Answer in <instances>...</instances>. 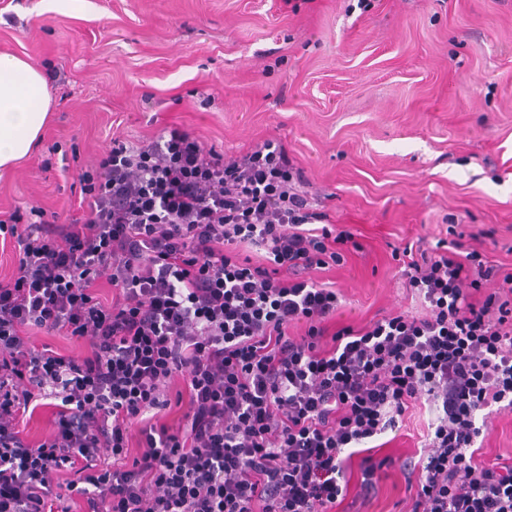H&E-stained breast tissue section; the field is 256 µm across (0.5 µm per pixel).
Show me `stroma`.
<instances>
[{
    "instance_id": "stroma-1",
    "label": "stroma",
    "mask_w": 512,
    "mask_h": 512,
    "mask_svg": "<svg viewBox=\"0 0 512 512\" xmlns=\"http://www.w3.org/2000/svg\"><path fill=\"white\" fill-rule=\"evenodd\" d=\"M0 52L58 76L36 149L0 170V211L64 221L113 138L176 125L228 158L282 141L357 242L312 273L341 295L337 325L419 311L392 252L452 224L512 270V0H0ZM435 418L414 405L352 458L382 479L346 512H404ZM484 428L483 458L512 462V411Z\"/></svg>"
}]
</instances>
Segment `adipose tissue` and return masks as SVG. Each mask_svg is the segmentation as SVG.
<instances>
[{"label":"adipose tissue","instance_id":"adipose-tissue-1","mask_svg":"<svg viewBox=\"0 0 512 512\" xmlns=\"http://www.w3.org/2000/svg\"><path fill=\"white\" fill-rule=\"evenodd\" d=\"M51 98L41 71L0 53V169L30 155L49 120Z\"/></svg>","mask_w":512,"mask_h":512}]
</instances>
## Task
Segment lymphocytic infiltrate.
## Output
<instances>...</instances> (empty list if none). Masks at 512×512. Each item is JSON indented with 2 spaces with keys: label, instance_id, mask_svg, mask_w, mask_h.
Listing matches in <instances>:
<instances>
[{
  "label": "lymphocytic infiltrate",
  "instance_id": "obj_1",
  "mask_svg": "<svg viewBox=\"0 0 512 512\" xmlns=\"http://www.w3.org/2000/svg\"><path fill=\"white\" fill-rule=\"evenodd\" d=\"M304 185L281 142L228 160L176 126L114 138L63 223L0 211L18 258L0 282V512H56L67 493L81 512H335L356 449L422 398L437 417L406 512H512V464L478 458L480 412L512 411V272L458 241L407 245L423 314L329 331L339 296L309 272L353 235L320 224ZM30 329L88 351L38 350ZM43 399L54 433L35 446L19 418Z\"/></svg>",
  "mask_w": 512,
  "mask_h": 512
}]
</instances>
